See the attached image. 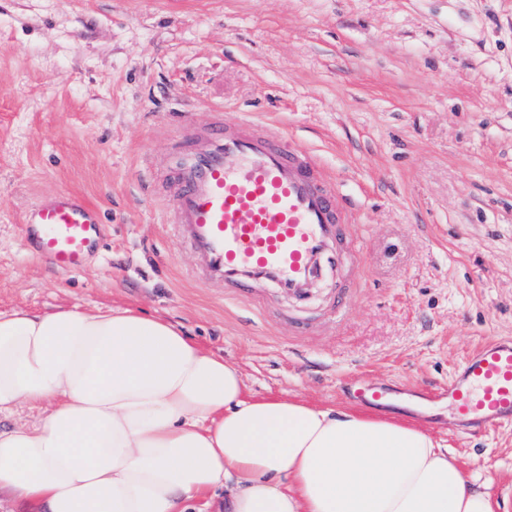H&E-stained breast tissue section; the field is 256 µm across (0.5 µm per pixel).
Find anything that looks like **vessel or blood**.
Wrapping results in <instances>:
<instances>
[{
    "label": "vessel or blood",
    "mask_w": 512,
    "mask_h": 512,
    "mask_svg": "<svg viewBox=\"0 0 512 512\" xmlns=\"http://www.w3.org/2000/svg\"><path fill=\"white\" fill-rule=\"evenodd\" d=\"M176 237L197 258L194 279L240 297L270 282L296 300L318 287L326 264L361 262L358 246L339 250L351 223L338 190L288 136L255 134L251 119L228 130L215 117L206 136L187 143L176 161ZM31 253L61 273L80 271L101 244L100 211L84 197H45L26 217ZM463 432L512 425V336L469 353L438 392Z\"/></svg>",
    "instance_id": "obj_1"
}]
</instances>
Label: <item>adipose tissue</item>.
Listing matches in <instances>:
<instances>
[{"instance_id": "ef3b65f1", "label": "adipose tissue", "mask_w": 512, "mask_h": 512, "mask_svg": "<svg viewBox=\"0 0 512 512\" xmlns=\"http://www.w3.org/2000/svg\"><path fill=\"white\" fill-rule=\"evenodd\" d=\"M242 372L131 309L0 311V501L34 512H495L398 419L248 395Z\"/></svg>"}]
</instances>
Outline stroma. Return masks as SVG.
I'll return each mask as SVG.
<instances>
[{
	"label": "stroma",
	"instance_id": "stroma-1",
	"mask_svg": "<svg viewBox=\"0 0 512 512\" xmlns=\"http://www.w3.org/2000/svg\"><path fill=\"white\" fill-rule=\"evenodd\" d=\"M224 111L289 134L338 187L364 249L306 301H228L186 279L162 222L177 135ZM98 206L78 272L33 256L41 199ZM131 308L240 368L251 395L351 406L343 390L427 391L398 417L512 512V426L454 428L434 396L512 336V0H0V310Z\"/></svg>",
	"mask_w": 512,
	"mask_h": 512
}]
</instances>
